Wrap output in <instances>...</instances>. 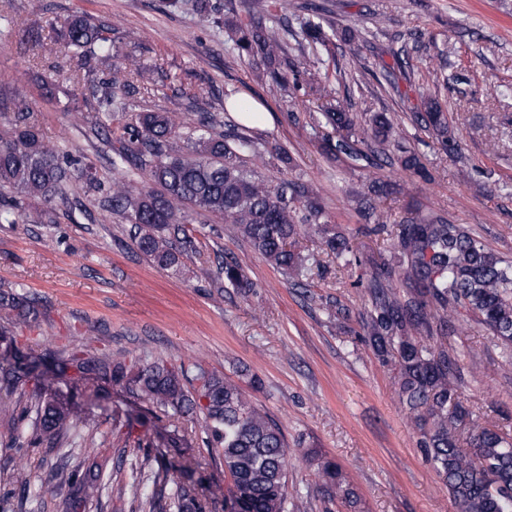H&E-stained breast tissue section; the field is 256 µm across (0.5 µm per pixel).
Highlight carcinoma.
Returning a JSON list of instances; mask_svg holds the SVG:
<instances>
[{
	"label": "carcinoma",
	"mask_w": 512,
	"mask_h": 512,
	"mask_svg": "<svg viewBox=\"0 0 512 512\" xmlns=\"http://www.w3.org/2000/svg\"><path fill=\"white\" fill-rule=\"evenodd\" d=\"M287 6L286 0H248L251 18L225 24L227 40L238 57L260 60L263 75L288 91V39L325 44L320 5L305 4L309 16L290 33L264 22ZM111 27L87 14L73 16L60 31L66 60L53 73H37L35 81L53 97L57 79L66 77L80 88L81 111L91 121L102 151L116 178L104 183L92 163L46 142L33 111L17 107L0 111L7 130L0 136V223L55 224L57 207H72V182L99 198L103 211L130 225L139 252L162 268L178 267L195 251L187 225L198 218L220 216L234 224L251 246L297 284L308 280L318 260L296 248L298 226L308 224L323 235L324 245L346 265L361 266L364 256L345 235L329 227L317 199L293 181L267 185L245 164L243 153L257 151L254 137L239 130L224 131L219 112L197 108L199 118L187 125L173 112L135 111L132 97L139 84L150 83L163 71L146 69L118 52H110ZM109 78L99 77L97 64ZM416 119L429 128L441 147L455 149L448 135V113L438 96L423 101ZM317 123L330 127L336 138L327 140L340 155L368 157L375 149L398 152L400 167L421 178L431 175L420 156L393 138V123L375 112L358 127L344 104L330 99L319 108ZM54 202L47 209L33 201ZM224 283L239 290L253 282L235 260L220 267ZM406 295H400V289ZM371 308L362 321V341L380 361L396 371L398 397L418 431V446L443 483L458 512H512V435L481 425L462 398L463 367L459 355L448 350L446 338L456 331L448 314L486 328L512 355V260L489 250L461 224L418 210L409 211L398 225L386 256L370 281ZM47 315L35 296L15 288L0 289V347L20 361L0 369V385L16 395L0 401V425L10 428L16 447L18 429H31L28 444L57 451L50 483L31 490L26 469L14 466L0 476L7 495L17 496L19 508L30 495L56 497L59 512H87L100 499L104 464L86 454L79 468L69 458L78 447V406L60 395L59 381L78 388L86 381L124 386L170 419L171 446L191 447L180 420L203 417L205 442L221 450L224 464V505L227 512H288V440L281 427L255 406L243 388L199 364L164 359L126 363L87 344L50 352L28 361L17 345L13 328L28 326ZM303 458L315 466L329 491L346 506L357 494L333 461L309 448ZM146 512H203L195 488L180 483L166 491L162 471L154 474L153 489L144 478L126 486Z\"/></svg>",
	"instance_id": "carcinoma-1"
}]
</instances>
